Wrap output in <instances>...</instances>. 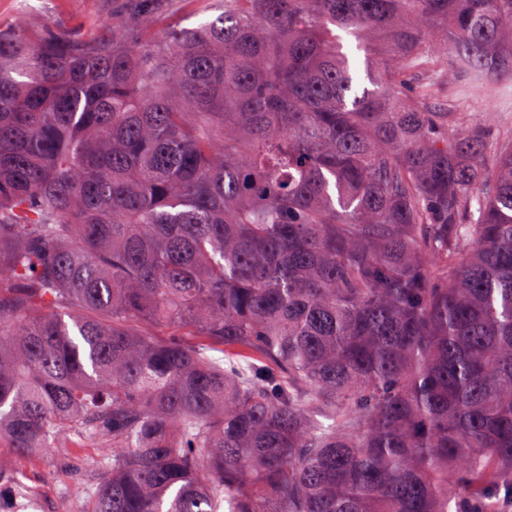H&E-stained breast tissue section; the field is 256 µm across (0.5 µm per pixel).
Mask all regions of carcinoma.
Returning a JSON list of instances; mask_svg holds the SVG:
<instances>
[{"label":"carcinoma","instance_id":"1","mask_svg":"<svg viewBox=\"0 0 512 512\" xmlns=\"http://www.w3.org/2000/svg\"><path fill=\"white\" fill-rule=\"evenodd\" d=\"M132 0L0 29V441L84 512L512 499V0ZM366 52L356 62L339 32ZM0 444V458L22 482L23 498H18L9 512H60L57 506L67 501L69 512L82 511L87 492L107 476L101 460L104 448H42L19 459L14 449ZM19 503H29L18 508ZM0 511V512H1Z\"/></svg>","mask_w":512,"mask_h":512}]
</instances>
